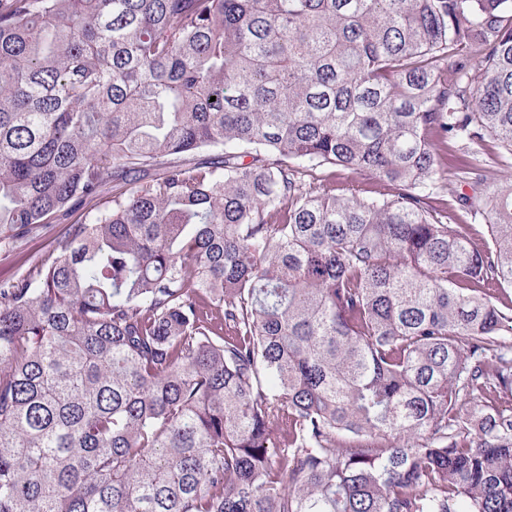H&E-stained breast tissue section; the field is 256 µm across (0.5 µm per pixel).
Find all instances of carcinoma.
Segmentation results:
<instances>
[{
    "label": "carcinoma",
    "instance_id": "1",
    "mask_svg": "<svg viewBox=\"0 0 512 512\" xmlns=\"http://www.w3.org/2000/svg\"><path fill=\"white\" fill-rule=\"evenodd\" d=\"M83 204L0 280V512H512V0H0V247ZM489 157L491 154L485 145L467 140L449 143L448 151H440L438 156L440 168L448 179L447 188L435 191L428 199L432 207L448 213V223L460 224L469 236L477 240L489 239L488 229L486 225L471 220L459 202V193L468 192V188L460 185L457 176L459 172L479 164V161L489 160ZM323 172L325 180L321 182V185L327 189H336V193H340L339 189L348 185H353L363 191L375 189L384 191L383 186L380 187L375 180L360 172L344 170L339 167H326ZM86 208L75 210L61 223L39 225L27 235L22 246L14 250L0 249V279H7L26 272L44 260H52L53 240L64 235L72 224H81L85 219Z\"/></svg>",
    "mask_w": 512,
    "mask_h": 512
}]
</instances>
